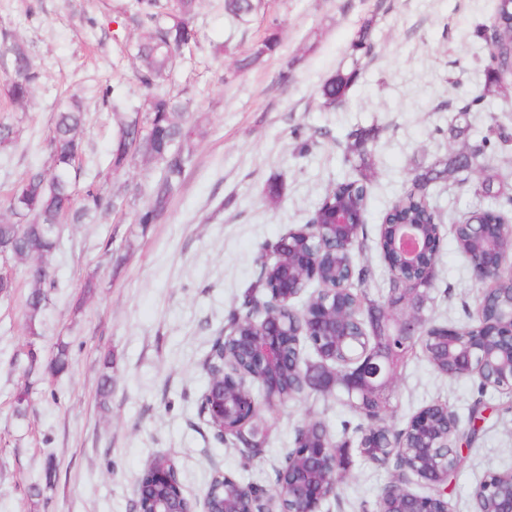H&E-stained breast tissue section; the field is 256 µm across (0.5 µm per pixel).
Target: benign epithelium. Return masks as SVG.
Wrapping results in <instances>:
<instances>
[{"instance_id":"benign-epithelium-1","label":"benign epithelium","mask_w":512,"mask_h":512,"mask_svg":"<svg viewBox=\"0 0 512 512\" xmlns=\"http://www.w3.org/2000/svg\"><path fill=\"white\" fill-rule=\"evenodd\" d=\"M503 230L504 225L493 222L474 225V250L467 259L479 285L484 287L493 282L499 288L505 281L511 291L492 295L483 290L484 315L480 322L471 328H458L434 325L425 314L428 291L434 285L441 235L428 237L415 224L390 225V235L380 239L386 258L396 254L405 270H423L426 274L422 280L407 279L405 287L389 306L394 322L392 342L427 334L439 349L445 351L448 375L471 377L492 370L501 384L512 387V263L500 249ZM360 231V219H351L348 213L338 209L328 224H306L288 233L290 238H304L307 246L301 247L295 241L281 244L275 262L265 256L262 265H271L276 271L275 278L267 284L271 303L276 307L284 306L297 316L310 313L309 319L317 330L320 360L309 370L311 391L327 393L340 388L351 397L370 394L384 400L392 387V367L388 361L379 357L366 361L359 358L342 372L331 363L336 345L348 340L351 325L356 321L351 306L341 302L345 283L336 281V287L327 291L324 297L312 295L300 310L293 306L294 299L308 284L321 280V267L329 257V253L323 251V245L332 242L336 245L334 253L347 255ZM248 308L251 309L248 318L252 323L246 330L233 334V338L255 364L256 372L252 377L262 385L269 403L276 406L288 372L304 374L303 365L288 369L284 363V352L300 346V333L271 316L259 317L258 313L265 310L261 302L250 304ZM248 383L250 380L246 378L221 370V382L215 395L206 399L200 409V417L210 426L214 417L225 422L240 421L239 432L232 436L223 434L221 438L237 441L245 454L254 446L251 434L257 411ZM439 409L441 406L432 404L411 417L407 431L417 440V447L407 450L400 444L394 448L400 453L403 475L423 483L428 492L400 497L397 492L400 483L395 481L386 489L392 504L382 506L380 512H448V507L442 504L444 494L439 486L446 483L447 475L454 474V469L450 462L432 452L442 434L437 423ZM368 421L371 425L363 433L358 444L360 449L373 447L374 437L387 430V425L378 422L375 413L368 414ZM300 432L296 472L291 481H281L273 493L257 486H244L226 474L224 480L232 484V490L224 497L223 504L215 506L210 490L206 489L193 499L195 507L186 511L183 508L186 495L172 481V473L177 471L176 463L169 456L159 455L149 461L146 478L138 486L137 495L149 497V512H277L274 507L259 510L257 505L263 499L272 503L277 500L289 502V512H320L322 502L332 495L327 481L340 474L339 460L327 443L311 442L308 427H300ZM493 493L512 506V483L501 486L486 478L477 486L475 498Z\"/></svg>"}]
</instances>
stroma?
<instances>
[{"label": "stroma", "instance_id": "1", "mask_svg": "<svg viewBox=\"0 0 512 512\" xmlns=\"http://www.w3.org/2000/svg\"><path fill=\"white\" fill-rule=\"evenodd\" d=\"M134 11L135 0H0V49L23 42L41 71L29 102L11 104L0 57V121L23 130L21 145L0 152V197L30 165L47 161L55 114L73 94L86 115L78 184L106 165L115 124L101 87L118 88L132 109L147 95L135 77ZM367 18L373 50L357 82L343 105L321 110L320 86L351 66L352 41ZM492 21L493 0H264L244 24L225 16L224 0H199L193 19L198 43L162 87L172 95L188 93V120L201 132L166 212L156 223L136 222L151 203L159 164L136 157L114 172L112 186L129 183L137 191L123 210L61 225L51 260L57 286L35 338L25 328L31 264L12 259L0 267L17 283L13 293L0 295V512H133L135 486L159 455L175 459L191 497L217 470L271 490L298 425L325 419L335 440L362 425L342 392L294 401L268 420L263 459L247 462L238 445L215 440L199 416L208 383L203 361L259 278L264 250L306 224L331 185L353 176L345 146L357 128L379 134L371 147L377 176L366 247L355 259L373 269L368 298L384 300L388 272L379 222L414 173L451 149L452 109L484 82L480 60L488 44L476 26ZM272 33L276 52L236 70V59ZM491 112L512 133V96L488 100L470 116L468 147L480 149L482 165L512 188V143L481 146ZM297 128L311 139L307 153L295 150ZM273 181L284 188L275 204L263 193ZM431 203L443 224L426 315L464 328L481 289L450 225L484 201L452 179L432 189ZM90 277L97 288L87 298L83 287ZM61 340L70 344V365L53 376L45 363ZM32 350L34 363L27 357ZM107 354L112 398L104 411L97 386ZM21 393L28 400L22 414L16 411ZM479 398L486 408L474 422L470 408ZM434 403L455 412L461 433L478 430L463 443L461 466L448 485L451 512H476V485L512 468V399L493 390L479 395L477 379L448 378L416 355L389 395V423L404 428ZM395 475L394 466L353 459L322 512H377Z\"/></svg>", "mask_w": 512, "mask_h": 512}]
</instances>
